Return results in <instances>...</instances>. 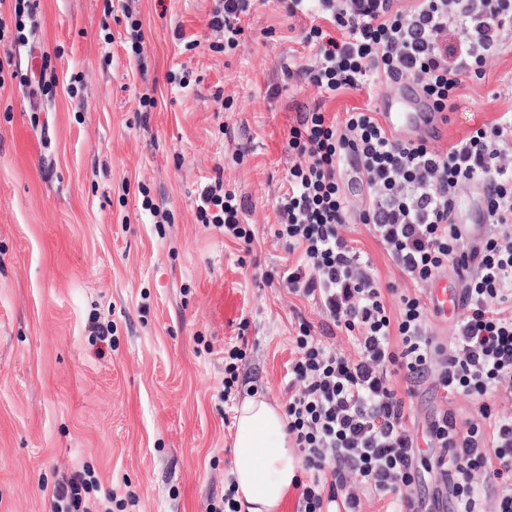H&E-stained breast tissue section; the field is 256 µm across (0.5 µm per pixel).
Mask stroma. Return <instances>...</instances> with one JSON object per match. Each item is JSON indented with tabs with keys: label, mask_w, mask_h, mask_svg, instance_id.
<instances>
[{
	"label": "stroma",
	"mask_w": 512,
	"mask_h": 512,
	"mask_svg": "<svg viewBox=\"0 0 512 512\" xmlns=\"http://www.w3.org/2000/svg\"><path fill=\"white\" fill-rule=\"evenodd\" d=\"M14 4L0 0V19L24 24L23 41L0 43L13 72L0 86V512H50L77 475L124 512H209L232 462L225 346L247 340L241 395L281 406L300 321L353 350L281 280L288 131L298 113L376 109L397 89L322 99L293 74L313 59L295 35L310 19L278 0H257L231 50L212 24L221 0H34L19 20ZM39 68L44 93L28 82ZM484 72L463 82L437 149L512 110V27ZM218 179L243 199L252 246L199 218ZM348 236L381 284L411 288L369 226ZM410 406L420 432L440 409L462 423L478 408L430 379Z\"/></svg>",
	"instance_id": "obj_1"
}]
</instances>
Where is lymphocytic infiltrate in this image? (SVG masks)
Returning a JSON list of instances; mask_svg holds the SVG:
<instances>
[{"instance_id":"f902f5d3","label":"lymphocytic infiltrate","mask_w":512,"mask_h":512,"mask_svg":"<svg viewBox=\"0 0 512 512\" xmlns=\"http://www.w3.org/2000/svg\"><path fill=\"white\" fill-rule=\"evenodd\" d=\"M288 16L311 15L301 41L314 52L299 68L305 83L325 98L345 89L412 81L433 111L451 112L464 78L480 79L487 56L512 25V0H282ZM464 42L448 44L450 27ZM512 138V111L471 130L447 150L418 137L389 134L376 111L326 118L320 109L299 113L288 149L300 161L275 207L283 219L277 236L299 251L281 279L294 292L318 299L327 322L350 333L347 355L312 336L300 322L288 383V436L304 454L308 480L299 512H362L355 486L389 500L392 512H480L482 496L494 512H512V416L486 402L512 381V166L500 143ZM354 171L368 204L361 223L371 225L393 263L414 284L390 308L385 294L346 236L349 200L344 175ZM484 190L481 223L490 232L463 251L457 220L459 191ZM244 204L215 184L203 190L199 213L225 235L252 243L241 221ZM464 283V311L446 352L426 330L427 307L419 288L447 268ZM433 378L446 397L479 399L477 419L458 425L439 410L419 448L410 412L391 384ZM433 479L431 498L415 488Z\"/></svg>"}]
</instances>
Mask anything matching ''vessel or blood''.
<instances>
[{"label": "vessel or blood", "mask_w": 512, "mask_h": 512, "mask_svg": "<svg viewBox=\"0 0 512 512\" xmlns=\"http://www.w3.org/2000/svg\"><path fill=\"white\" fill-rule=\"evenodd\" d=\"M400 96L415 105L414 111H397L392 100H385L381 106L380 119L384 127L399 138L424 136L428 140L440 139L446 132L445 114L430 111L414 84L407 83L400 87ZM463 295L457 286L447 279H438L431 294L433 309L448 316L458 313L462 308Z\"/></svg>", "instance_id": "b4317fda"}]
</instances>
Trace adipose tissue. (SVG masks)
<instances>
[{"instance_id": "obj_1", "label": "adipose tissue", "mask_w": 512, "mask_h": 512, "mask_svg": "<svg viewBox=\"0 0 512 512\" xmlns=\"http://www.w3.org/2000/svg\"><path fill=\"white\" fill-rule=\"evenodd\" d=\"M288 420L265 396L245 397L236 408L231 474L243 512H280L299 478L288 447Z\"/></svg>"}]
</instances>
